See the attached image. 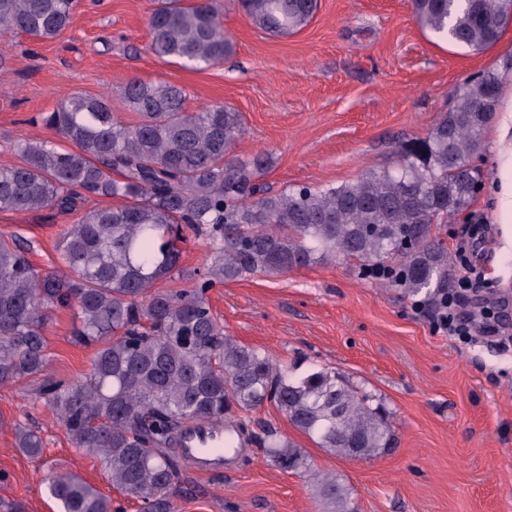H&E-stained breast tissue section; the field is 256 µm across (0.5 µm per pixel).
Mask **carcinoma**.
<instances>
[{
	"label": "carcinoma",
	"instance_id": "cac0c4a2",
	"mask_svg": "<svg viewBox=\"0 0 512 512\" xmlns=\"http://www.w3.org/2000/svg\"><path fill=\"white\" fill-rule=\"evenodd\" d=\"M78 0H0V31L42 41L59 37ZM250 23L272 36L298 32L318 0H242ZM424 29L471 52L492 47L512 19V0H410ZM150 50L159 58L213 67L234 44L216 0L193 5L154 0ZM501 76L467 80L455 103L424 137L409 139L391 167L353 183L297 184L271 191L259 183L268 163L230 157L243 121L231 107H185L183 88L129 81V125L106 95L74 94L36 120L61 139L18 144L20 162L0 167V209L53 208L69 214L87 196L112 205L85 210L61 234L66 272L40 271L30 245L0 235V385L34 378L39 398L74 448L97 458L112 487L144 512H171L166 490L178 477L173 448L191 424L222 423L242 443L257 439L284 470L308 469L307 456L268 426L248 429L266 403L319 447L370 460L395 445L381 399L329 367L295 375L267 353L229 335L210 308L209 291L255 274H284L329 261L357 262L423 301L448 293V249L439 237L448 216L466 209L483 173L472 165L497 112ZM210 244L205 273L181 265L187 230ZM76 311L73 336L94 348L89 371L75 380L48 373L51 313ZM30 459L43 440L16 428ZM60 512H121L78 476L51 477ZM313 492L323 512H355L333 476Z\"/></svg>",
	"mask_w": 512,
	"mask_h": 512
}]
</instances>
